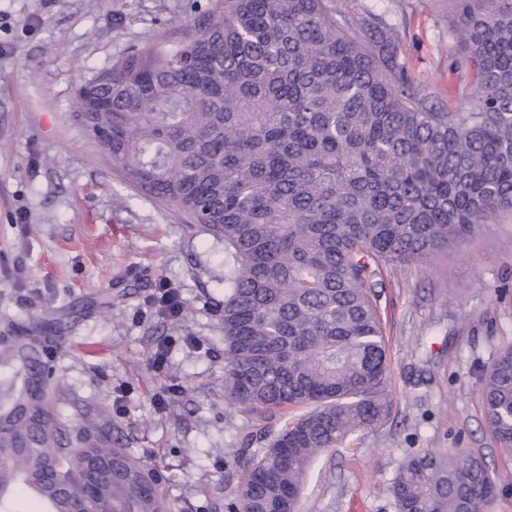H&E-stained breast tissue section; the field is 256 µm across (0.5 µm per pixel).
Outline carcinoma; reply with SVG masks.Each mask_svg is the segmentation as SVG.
Instances as JSON below:
<instances>
[{"mask_svg":"<svg viewBox=\"0 0 512 512\" xmlns=\"http://www.w3.org/2000/svg\"><path fill=\"white\" fill-rule=\"evenodd\" d=\"M177 40L112 65V165L141 196L224 241V401L255 416L231 512H297L314 458L383 425L393 394L377 301L409 266L512 211V0H456L474 102L425 105L388 31L361 46L329 0H218ZM61 336H0V512H171L159 476L88 420L54 439ZM486 423L512 460V345L480 379ZM306 408L277 432L278 411ZM112 463V491L103 492ZM480 454L415 453L397 512H484Z\"/></svg>","mask_w":512,"mask_h":512,"instance_id":"cac0c4a2","label":"carcinoma"}]
</instances>
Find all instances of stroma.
<instances>
[{
    "label": "stroma",
    "instance_id": "35a3bbf8",
    "mask_svg": "<svg viewBox=\"0 0 512 512\" xmlns=\"http://www.w3.org/2000/svg\"><path fill=\"white\" fill-rule=\"evenodd\" d=\"M185 0H0V336L63 337L57 437L93 418L112 445L161 467L172 512H226L256 448L253 418L224 400V244L138 196L78 121L76 91L134 44L172 39ZM360 40L384 26L427 105L472 102L454 0H335ZM379 305L394 396L389 420L313 464L302 512H397L406 455H483L512 512V461L488 429L479 376L512 342V214L423 262L388 269ZM177 290L182 309L159 302ZM171 347L160 368L149 356ZM166 407H159L157 396Z\"/></svg>",
    "mask_w": 512,
    "mask_h": 512
}]
</instances>
